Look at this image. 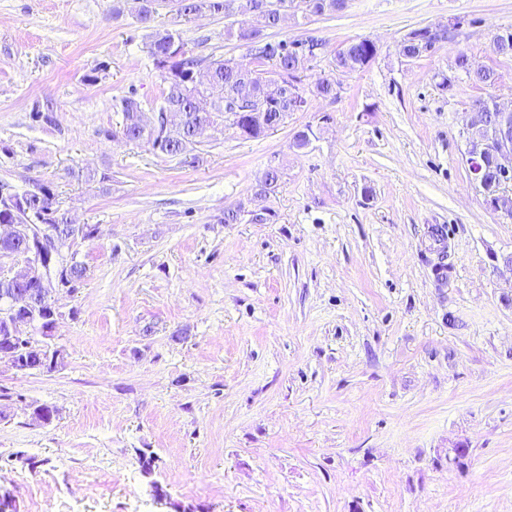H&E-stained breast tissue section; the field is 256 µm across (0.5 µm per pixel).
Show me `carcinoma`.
I'll return each instance as SVG.
<instances>
[{
    "label": "carcinoma",
    "instance_id": "carcinoma-1",
    "mask_svg": "<svg viewBox=\"0 0 512 512\" xmlns=\"http://www.w3.org/2000/svg\"><path fill=\"white\" fill-rule=\"evenodd\" d=\"M177 2L179 3L177 14L184 17L208 12L212 15L226 16L238 13L255 18L256 24H243L235 32L239 40L249 44L255 43L262 37L263 29L278 25L281 8H288L294 4V0H177ZM299 2L305 6L306 11L322 15L342 8L344 0H299ZM422 36L424 33L420 29L410 32L403 47L407 56L419 58L434 51L439 40L435 38L423 41ZM179 46H183V43L176 40L175 36L168 31L156 33L149 46V53L156 66L164 71L167 83L158 111L180 113L179 125L164 131L139 123L136 116L140 110V104L128 97L122 101L126 118L122 135L127 140L145 141L154 150L168 156L186 154L188 147L201 136L203 127L211 122V115L199 109L197 101L204 98L214 86L220 87L224 95L236 99L238 108L243 112L251 111V104L255 100L270 99V102L262 108V111L266 112L263 122L254 123L253 131L248 134L250 138H256L277 126L281 122V114L292 111L294 91L289 88L288 81L285 80L280 87L272 89L265 83L261 72L224 59L207 62L192 56H179L176 52ZM276 46L281 48L277 54H269L262 49L255 52V56L270 63L282 75L292 77L295 83H300V73L306 69L310 58L315 56L314 50L318 44L310 41L290 45L286 41H279ZM374 58L375 53L354 41L336 53L333 64L336 68L357 71L368 66ZM455 65L476 84L490 86L496 81L494 70L483 67L473 69L464 55L457 57ZM490 105L489 100H479L474 104L472 108L474 116L468 130L469 145L485 159V189L487 190L498 187L499 180L489 144L490 133L497 123V112L491 109ZM27 206L45 216L46 224L62 227L68 225L64 214L55 206L54 193L47 186L40 187V191L27 200ZM24 251L22 239L0 241V257L20 258ZM54 327V319L51 315L45 314L40 325L33 328V333L15 339L14 348L24 353V357L28 359L26 365H34L36 356L31 351L25 352V346L32 343L37 334L51 335Z\"/></svg>",
    "mask_w": 512,
    "mask_h": 512
}]
</instances>
